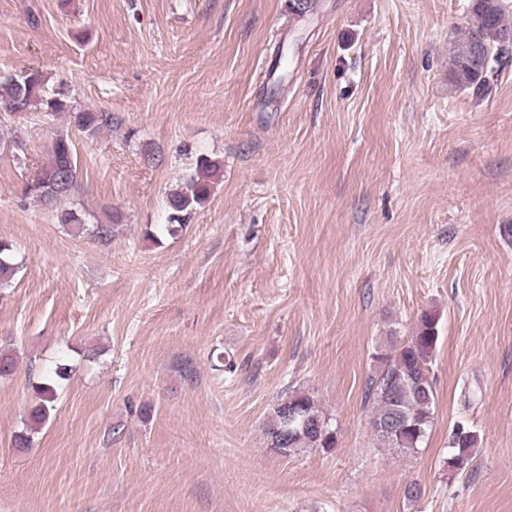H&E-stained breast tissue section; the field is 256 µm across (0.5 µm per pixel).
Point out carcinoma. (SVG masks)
<instances>
[{
  "label": "carcinoma",
  "mask_w": 512,
  "mask_h": 512,
  "mask_svg": "<svg viewBox=\"0 0 512 512\" xmlns=\"http://www.w3.org/2000/svg\"><path fill=\"white\" fill-rule=\"evenodd\" d=\"M506 0H472L469 20L461 35L451 43L448 80L455 91L470 90L478 96L489 87L488 78L509 51L498 47L496 37L512 29L506 18ZM0 107L19 110L28 117L35 113L69 115L79 131L97 135L112 126V113L77 108L62 87H48L47 78L38 70L24 76L0 74ZM220 171L218 162L203 157L196 173L167 198V224L163 232L177 237L187 227L195 210L210 196L209 179ZM78 181V159L72 140L58 136L45 158L37 165L24 187V194L44 206L54 207L70 195ZM17 272L12 246L0 241V288L8 286ZM439 341L436 315L424 313L419 325L405 340H393L389 349L377 351L381 370L367 384L366 398L371 401V432L375 444L402 454L418 452L433 425L435 386L429 362ZM37 404L30 413L31 425L14 441L17 448H28L33 434L54 409L56 392L48 385L36 387ZM266 435L270 447L283 455L305 448L336 447V432L321 413L314 397L294 391L282 397L272 409ZM479 437L470 426L461 423L452 429L444 466L452 473L468 470Z\"/></svg>",
  "instance_id": "obj_1"
}]
</instances>
